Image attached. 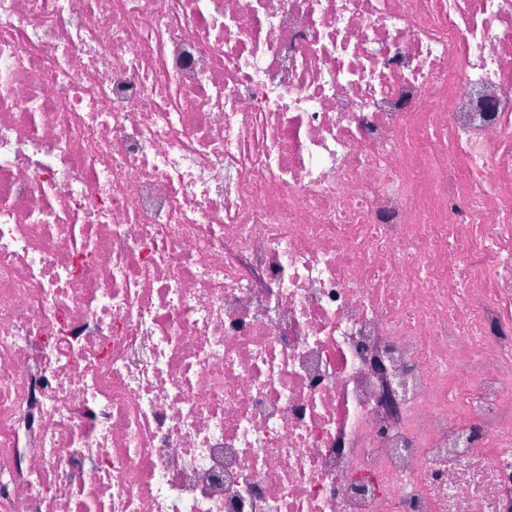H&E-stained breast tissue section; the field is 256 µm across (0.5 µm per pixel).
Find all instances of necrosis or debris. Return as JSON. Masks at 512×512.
I'll return each mask as SVG.
<instances>
[{"instance_id":"obj_1","label":"necrosis or debris","mask_w":512,"mask_h":512,"mask_svg":"<svg viewBox=\"0 0 512 512\" xmlns=\"http://www.w3.org/2000/svg\"><path fill=\"white\" fill-rule=\"evenodd\" d=\"M508 491L512 0H0V512Z\"/></svg>"}]
</instances>
